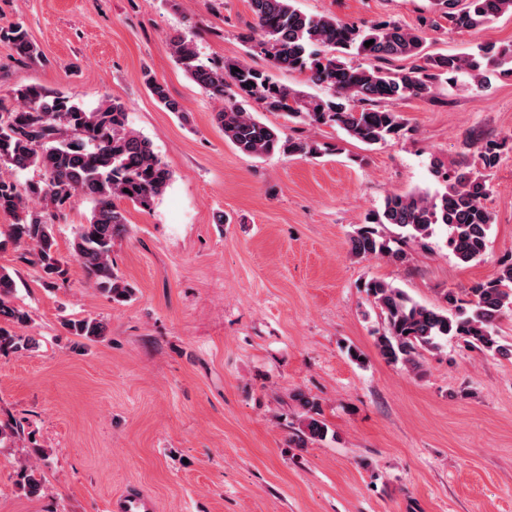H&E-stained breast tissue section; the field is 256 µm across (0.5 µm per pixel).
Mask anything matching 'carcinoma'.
<instances>
[{
    "label": "carcinoma",
    "mask_w": 512,
    "mask_h": 512,
    "mask_svg": "<svg viewBox=\"0 0 512 512\" xmlns=\"http://www.w3.org/2000/svg\"><path fill=\"white\" fill-rule=\"evenodd\" d=\"M296 0H249L254 26L243 34L248 53L264 56L271 67L303 74L306 81L328 91L324 98L306 97L280 83L274 74L245 60L204 63L193 41L183 33L169 37L171 56L209 97L224 99L226 89L236 92L214 113L224 139L239 152L263 157H320L334 148L285 134L244 110L237 98L253 100L268 112H281L296 124L335 126L368 147L381 146L398 137L405 127L402 115L386 107L389 101L415 97L433 99L443 85L461 78L480 88L488 73L512 74V44H479L464 55L427 50L424 28L440 30L444 19L460 30H479L504 14H512V0H432L438 19H424L422 28L409 29L396 22L356 23L302 12ZM0 36L15 54L35 60L39 51L20 23ZM370 46H365L368 41ZM409 61L401 68L394 61ZM144 83L152 97L182 119L188 115L172 98L166 85L151 73ZM6 108L0 101V211L13 215L12 237L27 246L24 260L40 268L46 278L65 274L58 254L53 220L81 195L92 204L85 224L75 227L71 255L88 274L94 288L115 303L131 298L133 288L118 275L112 260L115 241L127 232L124 210L129 202L151 209L163 193L171 173L154 152L151 142L128 127L125 105L105 99L87 109L70 96L41 85H25L10 92ZM40 172L24 191L1 171ZM438 188L415 189L384 198L367 214L349 238L350 253L357 258H406L409 242L427 245L436 228L447 231L448 249L461 262L479 260L486 252L493 217L484 205L490 186L485 176L472 170L450 172L432 167ZM392 226L400 235L388 237ZM17 274L0 267V352L39 346L16 329L30 321L27 311L13 304ZM367 295L384 317L375 345L380 355L401 363L412 372L421 368L424 352L438 350L459 339L471 350L503 357L512 349L500 343L498 324L512 312V261L497 276L461 291L443 295L445 308L414 301L403 289L381 280L365 284ZM71 336L94 341L103 336L97 319H68ZM294 399L302 410L301 428L294 434L300 448L326 438L328 426L320 418V403L305 393ZM20 489L29 496L43 490L34 469L23 467Z\"/></svg>",
    "instance_id": "carcinoma-1"
}]
</instances>
